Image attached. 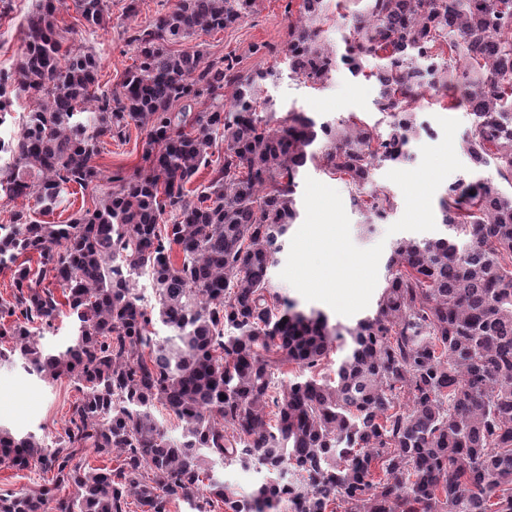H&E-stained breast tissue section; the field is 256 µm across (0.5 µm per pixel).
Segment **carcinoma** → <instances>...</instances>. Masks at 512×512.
Here are the masks:
<instances>
[{"instance_id":"cac0c4a2","label":"carcinoma","mask_w":512,"mask_h":512,"mask_svg":"<svg viewBox=\"0 0 512 512\" xmlns=\"http://www.w3.org/2000/svg\"><path fill=\"white\" fill-rule=\"evenodd\" d=\"M256 2L176 0L128 31L139 64L101 93L99 57L68 45L76 29L58 15L72 8L100 27L104 0H36L27 16L20 64L0 70V111L10 87L38 109L7 151L0 194L49 209L70 184L99 179L101 138L131 125L147 130L146 167L113 174L116 189L68 224L22 210L0 225V267L13 268L0 360L82 392L55 448L0 428V463L53 473L35 494L0 497V512H127L130 497L140 512L179 502L210 512L215 499L224 512H328L336 502L344 512H512V195L480 180L451 185L444 232L394 244L375 313L351 327L297 310L268 279L308 163L346 177L369 221L393 210L372 170L404 160L412 105L429 83L463 90L476 123L470 158L512 186V0H355L342 54L321 37L326 0L296 12L288 0L290 70L305 81L327 83L341 61L356 75L362 60H380L371 77L392 118L385 135L296 109L273 128L274 103L259 97L271 72L244 74L199 43L172 49L233 26ZM220 137L224 160L191 200L186 184L213 163ZM30 253L35 271L18 262ZM143 275L150 310L136 288ZM64 305L69 336L42 343ZM346 336L336 378H317ZM293 363L302 372L276 386ZM159 406L180 435L161 428ZM83 448L115 452L120 466L85 468L74 462ZM218 461L267 479L229 487L213 473Z\"/></svg>"}]
</instances>
